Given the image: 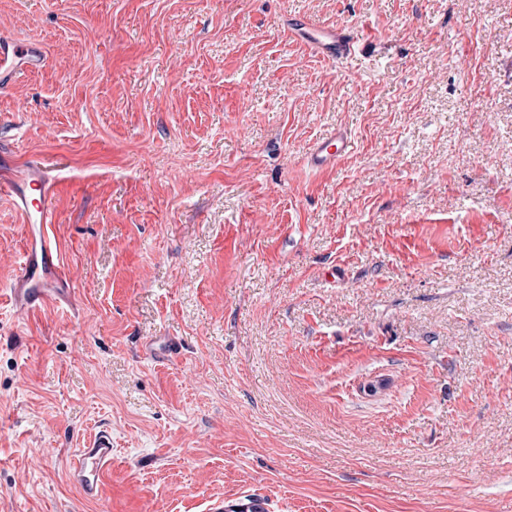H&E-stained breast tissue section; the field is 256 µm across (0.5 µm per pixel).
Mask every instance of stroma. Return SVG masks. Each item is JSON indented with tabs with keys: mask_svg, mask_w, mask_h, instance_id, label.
Segmentation results:
<instances>
[{
	"mask_svg": "<svg viewBox=\"0 0 512 512\" xmlns=\"http://www.w3.org/2000/svg\"><path fill=\"white\" fill-rule=\"evenodd\" d=\"M1 35L46 56L0 152L76 294L16 310L0 195V512H512V0H0ZM291 33L296 39L329 59L347 56L354 43V38L343 30L313 23L295 25ZM353 149L350 134L345 129H337L315 141L306 153V163L312 169H323L347 156ZM111 468L112 431L105 428L90 439L86 448H77L69 467V480L85 499L95 500Z\"/></svg>",
	"mask_w": 512,
	"mask_h": 512,
	"instance_id": "1",
	"label": "stroma"
}]
</instances>
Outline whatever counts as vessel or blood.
I'll return each instance as SVG.
<instances>
[{"mask_svg":"<svg viewBox=\"0 0 512 512\" xmlns=\"http://www.w3.org/2000/svg\"><path fill=\"white\" fill-rule=\"evenodd\" d=\"M296 39L323 57L347 56L353 37L340 29L303 23L293 27ZM43 63L41 48L29 39L0 41V74L9 78L37 71ZM353 142L347 130L337 129L315 141L305 160L319 170L347 156ZM49 181L39 164H31L20 178L0 179V193L8 195L20 210L25 227L22 262L15 279L12 296L15 306L25 314L71 300L73 290L62 270L56 243L48 234L51 213L48 201ZM112 467V431L99 430L86 447L77 449L68 475L70 482L88 500L97 499Z\"/></svg>","mask_w":512,"mask_h":512,"instance_id":"vessel-or-blood-1","label":"vessel or blood"}]
</instances>
